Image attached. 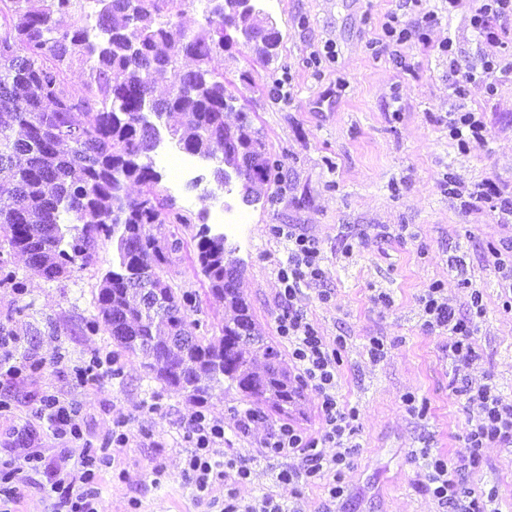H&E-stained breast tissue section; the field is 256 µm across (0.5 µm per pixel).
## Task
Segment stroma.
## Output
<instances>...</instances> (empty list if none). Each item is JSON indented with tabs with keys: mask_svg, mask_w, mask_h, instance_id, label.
Listing matches in <instances>:
<instances>
[{
	"mask_svg": "<svg viewBox=\"0 0 512 512\" xmlns=\"http://www.w3.org/2000/svg\"><path fill=\"white\" fill-rule=\"evenodd\" d=\"M475 7L474 0H421L411 11L398 0H276L270 15L281 42L273 60L261 61L240 38L215 65L280 161L279 181L252 206L233 193L213 200L187 187L173 196L185 223L160 229L186 244L173 254L169 278L202 297L208 283L192 245L198 213H213L222 203L246 215L234 253L244 268L240 291L283 353L288 343L276 331V270L288 252L272 228L294 224L319 240L326 278L304 289L301 304L327 339L346 337L337 395L360 411L361 447L343 473L340 500L329 502L321 485L278 482L277 459H257L249 481L235 484L233 460L251 452L280 418L267 416L243 438L235 419L248 404L236 392L218 387L197 404L155 379L141 357L123 352L108 333L85 331L97 313L101 275L112 263L108 245L95 265L55 281L24 257L11 258L24 289L16 296L0 288V328L15 337L14 361L24 371L0 374V399L11 403L0 414V462L19 454L12 432L23 426L35 431V447H58L35 415L38 398L55 393L81 407L93 444L118 418L129 419L130 440L113 450L112 466L98 481L106 512H210L182 476L193 448L185 421L198 410L224 423V479L213 486L216 496L232 487L244 501L269 496L296 512L327 505L333 512H444L428 488L424 456H455L479 410L453 393L447 337L422 327L420 298L431 283H441L463 314L471 289L482 292L485 310L473 320L478 358L469 376L495 384L502 400L512 402V308L503 305L492 257L512 226H500L490 202L463 204L488 179L512 193V29L498 51L506 68L496 74L495 94L476 81L460 102L482 118L481 139L462 150L448 131L443 46L452 44L463 67L484 51L470 24ZM429 11L438 24L419 28ZM393 16L410 30L408 40L386 37L383 26ZM465 279L470 288L462 287ZM323 290L329 302L320 301ZM374 336L384 343L377 360L368 353ZM95 357L113 362L115 372L79 385L74 368ZM408 394L414 404H406ZM465 484L478 492L495 489L502 512H512V447L485 449L483 466L468 472Z\"/></svg>",
	"mask_w": 512,
	"mask_h": 512,
	"instance_id": "1",
	"label": "stroma"
}]
</instances>
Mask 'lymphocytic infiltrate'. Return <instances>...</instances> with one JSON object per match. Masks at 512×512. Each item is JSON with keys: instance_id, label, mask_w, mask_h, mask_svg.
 <instances>
[{"instance_id": "lymphocytic-infiltrate-1", "label": "lymphocytic infiltrate", "mask_w": 512, "mask_h": 512, "mask_svg": "<svg viewBox=\"0 0 512 512\" xmlns=\"http://www.w3.org/2000/svg\"><path fill=\"white\" fill-rule=\"evenodd\" d=\"M511 18L512 0H480L471 17V26L487 50L471 61L465 82L449 84V98H463L467 83L475 80L493 87L501 66L495 49L502 46L503 24ZM275 234L288 244V257L278 264L276 271L283 302L277 318V333L288 342L298 378L318 396L320 428L313 435L290 425H280L259 441L258 454L239 455L235 463L236 473L239 480L248 479L251 466L259 456L285 459L296 455L300 458L299 466L282 468L276 475L277 480L288 483L301 480L308 484L323 482L328 487L330 499L336 500L345 493L341 473L356 453V421L359 417L357 408L340 402L336 396L337 367L345 339L339 336L330 340L322 336L299 304L303 289L320 283L325 277L318 242L290 225L276 226ZM420 302L424 330L448 338V358L455 373L461 376L459 386L454 389L455 395L480 409L477 419L468 423L455 464H448L441 457L427 462L431 491L440 504L452 506L454 512H500L494 493L479 498L468 497L455 475L479 469L484 461L483 450L489 445L512 447V403L503 402L493 386H476L466 377V370L477 358L472 345V323L457 316L441 286L436 284L428 288ZM36 413L46 420L54 436L65 443L80 445L81 451L71 468H52L42 451L32 447V433L25 428L16 430L15 441L23 446L24 452L0 464V512H17L22 500L21 489L28 485L38 486L50 500V512H102L95 484L109 462L107 447H122L129 441L126 419L115 422L111 434L103 441L104 451L99 452L84 436L81 410L76 404L47 394L40 398ZM187 425L195 449L187 460L183 475L206 497L214 480L220 477L218 459L224 445V424L196 412L190 415Z\"/></svg>"}]
</instances>
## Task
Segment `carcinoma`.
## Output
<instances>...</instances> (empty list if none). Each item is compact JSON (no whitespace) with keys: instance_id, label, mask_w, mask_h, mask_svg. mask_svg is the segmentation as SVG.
<instances>
[{"instance_id":"carcinoma-1","label":"carcinoma","mask_w":512,"mask_h":512,"mask_svg":"<svg viewBox=\"0 0 512 512\" xmlns=\"http://www.w3.org/2000/svg\"><path fill=\"white\" fill-rule=\"evenodd\" d=\"M203 2L204 24L186 31L178 19L188 0H0V288H22L9 255L52 281L94 264L110 242L112 268L89 332H107L156 379L196 401L225 383L258 408L294 417L303 386L241 295L240 262L225 235L198 214L200 273L233 317L217 339L199 334L188 346L183 337L198 329L190 321L195 299L167 278L181 241L155 233L173 207L156 190L162 175L152 153L161 141L214 162L208 197L232 192L226 156L249 160L245 176L257 197L277 167L248 113L236 114L224 135V102L235 97L213 61L243 31L268 61L280 32ZM76 63L88 67L79 88L65 79ZM167 76L164 96H155Z\"/></svg>"}]
</instances>
